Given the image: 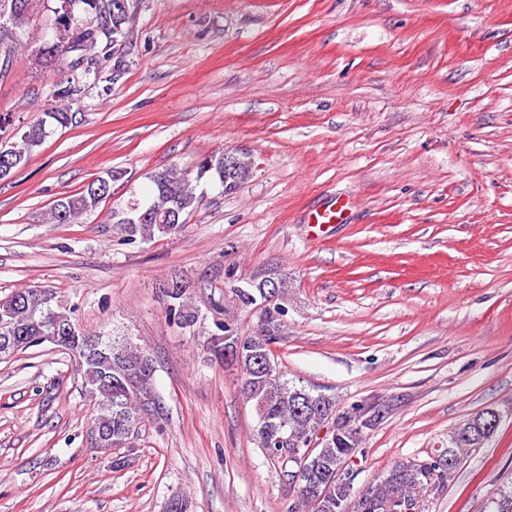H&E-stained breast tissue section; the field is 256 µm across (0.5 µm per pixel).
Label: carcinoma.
<instances>
[{"label":"carcinoma","mask_w":512,"mask_h":512,"mask_svg":"<svg viewBox=\"0 0 512 512\" xmlns=\"http://www.w3.org/2000/svg\"><path fill=\"white\" fill-rule=\"evenodd\" d=\"M41 0H0V18L8 24L12 36L7 41L8 56L0 54V76L12 68L19 52L25 48L26 21L38 9ZM115 0H60L56 10L55 30L37 50L42 64L63 76L66 86L54 91L58 106L48 113L55 123L66 126L73 122L72 97L81 85L99 79L95 59L107 53L110 47L120 45L126 35L128 13L112 8ZM47 137L46 122L31 125L21 136V144L13 145V164L10 169L0 167V180L29 162L33 150ZM192 177L186 169L173 165L149 176L153 185L147 201L132 200L126 207L112 210V223L122 235V240L150 241L157 236H171L182 231L186 216L199 204L197 195L200 180L207 177L218 182L224 192L234 191L246 180L252 165L240 159L238 165L224 175V152L218 151L199 158ZM117 170L107 171L86 183L74 194L58 198L51 208L56 224H68L80 216L95 211L112 195V183L122 178ZM267 284H252L248 288H236L239 302L248 307L263 296ZM21 303L0 316V357H10L20 351L43 343L42 337L51 336L59 320L72 321L71 312L53 308L51 294H43L37 288H25L15 292ZM174 307L168 309L169 317L190 327L197 322L194 309L186 304V288L177 289L173 296ZM271 320L258 326L256 332L245 334L233 322L226 320L216 324L219 335L213 340L210 351L220 361L224 360V337L229 343H238L240 353L232 358L240 374L241 392L253 405L257 423L254 433L271 460L283 465V448H302L314 429L328 416L336 415V400L328 395L314 394L303 386H296L285 379L278 367L267 374L258 361L259 353L279 338L280 317L285 307L280 303L272 306ZM97 353L78 361L86 394L95 400L99 413L92 429L137 425L151 415L156 419L164 416L161 396L155 388V380L137 376L140 359L147 355L143 349H134L110 337L100 338ZM489 419L488 412L471 415L448 432V448L426 460H401L367 484L359 493L330 480L336 466L349 454L361 450L364 439H356L346 427H341L337 437L330 439L319 449L308 471L317 481L330 483V498L322 508L312 507L306 512H364L366 503H385L399 499L416 487H432L441 490L456 476L463 451L471 448L470 439L478 436L477 423Z\"/></svg>","instance_id":"1"}]
</instances>
